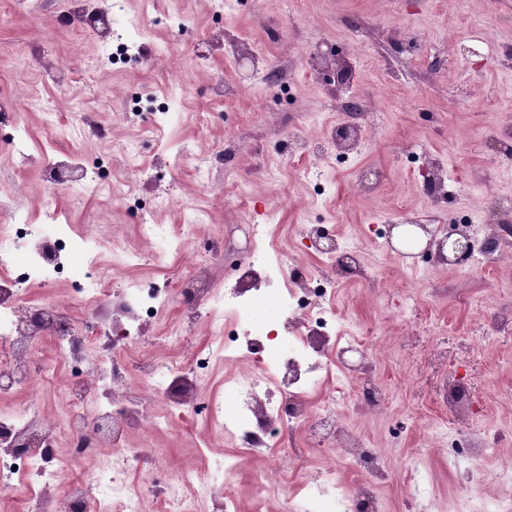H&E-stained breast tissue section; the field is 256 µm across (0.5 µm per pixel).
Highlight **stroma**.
I'll list each match as a JSON object with an SVG mask.
<instances>
[{
  "label": "stroma",
  "instance_id": "35a3bbf8",
  "mask_svg": "<svg viewBox=\"0 0 512 512\" xmlns=\"http://www.w3.org/2000/svg\"><path fill=\"white\" fill-rule=\"evenodd\" d=\"M81 8L80 0H0V201L28 210L35 242L52 235L47 209L73 234L92 235L96 264L116 290L183 281L197 253L182 227L200 214L201 235L224 242L212 281L223 290L248 263L266 272L263 287H284L282 275L267 273L278 255L318 269L323 260L306 251L304 231L327 225L362 259L363 275L337 278L332 305L372 355L384 397L378 414L359 410L354 379L338 411L386 459L389 472L377 483L385 512H409L413 483L403 463L413 457L443 512H471L468 490L435 442L475 427L512 434V329L490 324L494 310L512 308V260L427 265L400 256L386 230L410 212L434 226L463 218L479 236L490 221L487 194L512 196V158L497 152L500 133L512 129V0H94L83 26L69 25L66 14ZM113 11L147 28L134 57L101 61L93 81L67 83L124 35V26L100 24ZM327 43L357 45L350 91L376 108L347 158L294 157L290 138L323 142L345 121L314 58ZM266 69L279 70L286 87H260ZM166 73L177 112L140 109L137 98L159 94ZM219 81L227 96L214 94ZM35 88L53 112L83 106L78 140L51 138L44 113L25 105ZM12 128L25 154L12 149ZM155 135L162 150L146 149L145 174L131 172L122 146ZM417 156L445 161V200L428 195L413 171ZM204 159L205 182L196 173ZM369 172L380 181L365 191ZM101 174L136 185V196L98 189ZM80 178L84 190L72 189ZM139 205L161 231L149 243L137 235ZM115 238L148 261L113 266ZM456 380L467 383L480 417L449 410L445 395ZM206 433L204 423L180 417L150 440L179 459ZM290 436L274 453L283 480L269 493L279 498L327 461L304 427ZM292 449L300 459L289 458Z\"/></svg>",
  "mask_w": 512,
  "mask_h": 512
}]
</instances>
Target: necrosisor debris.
<instances>
[{
	"label": "necrosis or debris",
	"mask_w": 512,
	"mask_h": 512,
	"mask_svg": "<svg viewBox=\"0 0 512 512\" xmlns=\"http://www.w3.org/2000/svg\"><path fill=\"white\" fill-rule=\"evenodd\" d=\"M11 219L13 234L0 236V269L6 272L0 279V373H12L20 383L32 382L36 341L43 337L72 365L70 375L61 381L68 398L62 415L48 414L34 402L0 411V482L13 497L38 504L40 512H202L207 501L223 502L224 512H238V458H225L219 480L188 464L168 467L174 485L183 490L179 496L147 493L145 487L154 483V472H146L137 482L123 467L128 454L123 443L131 431L160 429L171 417L188 413L206 423L204 445L212 450L229 442L242 453L260 457L280 446L288 426L304 425L316 445L334 457L363 464L366 477L356 493L340 484L331 466L293 488L288 512H325L328 502L340 512H382L374 479L382 473L384 461L364 448L337 419L335 408L345 395L341 382L350 374L341 356L357 340L338 324L330 302L336 293L338 270L360 268L357 252L345 251L341 264L335 253H328L316 275L302 267L296 269L279 293L280 300L292 309L284 337L274 334L271 322L252 315L266 294L265 289L253 287L257 274L252 268L244 269L243 285L232 292L213 289L190 299L183 311L185 318L208 307L207 332L223 337L224 346L215 353L195 348L179 326H170V343L185 351L181 380L172 385L166 378L165 362L151 349H142L138 373L127 367V352L137 344L143 322L163 308L158 294L137 285L116 294L104 277H89L81 299L98 320L85 327L76 326L59 305L17 299L15 281L35 279L51 284L67 270L73 251L89 255L93 249L88 238L59 228L51 241L53 258L45 260L43 248H26L27 211L13 206ZM228 310L237 316L238 331L233 335L224 324ZM243 350L252 354L254 367L231 380L237 411L228 416L217 398L197 395L194 376L207 369L213 357L232 359ZM317 381L328 385L329 392L322 407L314 411L307 394ZM160 396L169 402L164 414L154 408ZM102 418L112 422L108 439L114 448L103 459L98 450L106 438L91 427ZM33 428L44 436L41 448L22 449L25 435ZM446 448L449 464L464 465L471 487L489 480L512 485V448L492 442L486 431L468 433L461 445L448 441ZM77 464L91 466L92 479L77 481L68 494H58L61 472Z\"/></svg>",
	"instance_id": "4bbe7bcc"
}]
</instances>
